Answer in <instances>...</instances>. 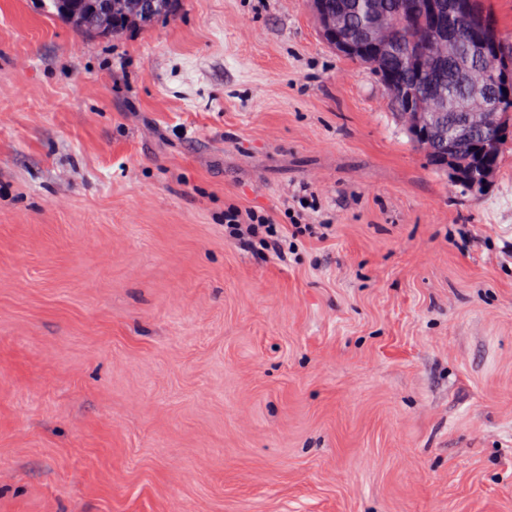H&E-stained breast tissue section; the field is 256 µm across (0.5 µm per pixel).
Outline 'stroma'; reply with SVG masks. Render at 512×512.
I'll list each match as a JSON object with an SVG mask.
<instances>
[{
  "mask_svg": "<svg viewBox=\"0 0 512 512\" xmlns=\"http://www.w3.org/2000/svg\"><path fill=\"white\" fill-rule=\"evenodd\" d=\"M0 512H512V144L456 193L309 0H0ZM139 0H112V8L105 7L103 0H49L43 1L47 12L69 23L76 31L97 38H108L132 29L151 24L175 11L177 0H143L144 8L153 14L144 13ZM48 2V3H47ZM165 9V10H164ZM162 12V13H158ZM274 223L271 216L254 210L243 211L236 206L224 210V232L240 247L249 249L253 244L260 243L268 253H274L281 259L285 255L283 234Z\"/></svg>",
  "mask_w": 512,
  "mask_h": 512,
  "instance_id": "1",
  "label": "stroma"
}]
</instances>
